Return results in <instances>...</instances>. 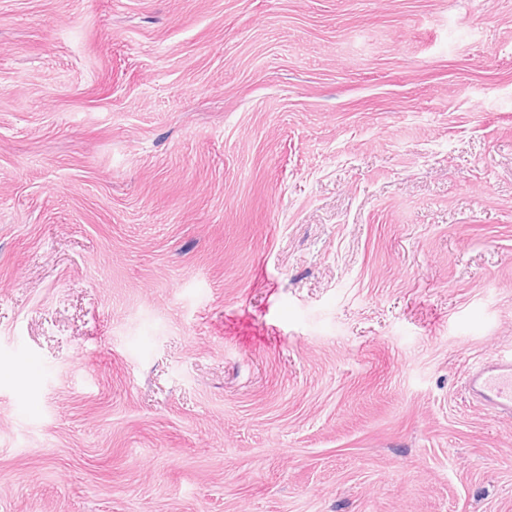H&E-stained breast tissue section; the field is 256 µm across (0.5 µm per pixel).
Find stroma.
Here are the masks:
<instances>
[{
    "label": "stroma",
    "mask_w": 512,
    "mask_h": 512,
    "mask_svg": "<svg viewBox=\"0 0 512 512\" xmlns=\"http://www.w3.org/2000/svg\"><path fill=\"white\" fill-rule=\"evenodd\" d=\"M512 0H0V512H512ZM465 387L478 403L512 415V356H495L473 367Z\"/></svg>",
    "instance_id": "35a3bbf8"
}]
</instances>
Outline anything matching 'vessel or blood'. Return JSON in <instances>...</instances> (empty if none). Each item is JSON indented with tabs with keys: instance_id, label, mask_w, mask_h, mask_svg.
Here are the masks:
<instances>
[{
	"instance_id": "b4317fda",
	"label": "vessel or blood",
	"mask_w": 512,
	"mask_h": 512,
	"mask_svg": "<svg viewBox=\"0 0 512 512\" xmlns=\"http://www.w3.org/2000/svg\"><path fill=\"white\" fill-rule=\"evenodd\" d=\"M478 403L512 415V356H495L473 367L465 381Z\"/></svg>"
}]
</instances>
